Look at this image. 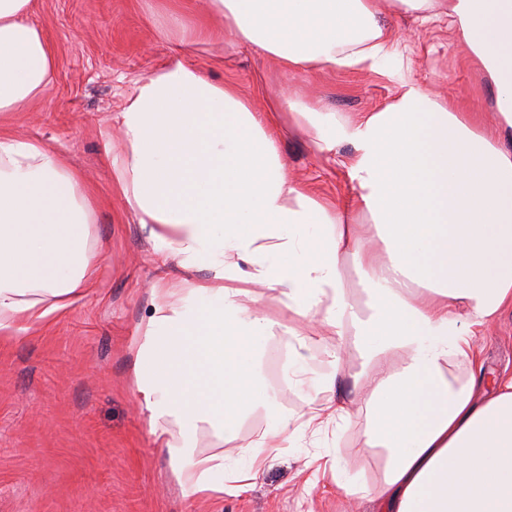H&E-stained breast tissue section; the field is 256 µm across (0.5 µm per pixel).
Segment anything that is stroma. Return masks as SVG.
<instances>
[{
  "instance_id": "1",
  "label": "stroma",
  "mask_w": 512,
  "mask_h": 512,
  "mask_svg": "<svg viewBox=\"0 0 512 512\" xmlns=\"http://www.w3.org/2000/svg\"><path fill=\"white\" fill-rule=\"evenodd\" d=\"M31 19L55 67L42 98L0 112V137L39 141L78 173L96 275L92 288L42 324L26 325L19 316L0 328V512H379L363 492L379 485L384 454L362 447L366 418L355 413L321 433L305 432L298 447L269 449L263 472L238 495L184 496L186 478L168 450L179 444V429L171 427L165 445L150 434L135 354L153 284L174 287L178 305L185 288L211 274L184 270L154 251L107 155L124 150L117 116L136 80L159 71L180 48L213 83L235 85L257 109L296 95L340 117L371 112L396 96L404 77L492 125L494 92L454 45L447 20L423 25L401 13L380 15L399 51L390 79L361 67L285 70L222 33L208 0H33ZM279 126L278 151L290 173L318 196L348 201L343 164L352 145L338 146L328 159L287 113ZM482 345L487 375L512 373V309L484 330ZM330 350L342 355L336 397L350 402L349 376L360 371V354L352 337L321 329L304 362L306 384L276 392L283 413L295 417L323 401ZM266 423L259 409L232 437L202 426L196 451L223 456L229 466L243 463L244 446ZM340 478L359 494H345Z\"/></svg>"
}]
</instances>
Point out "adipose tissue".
Wrapping results in <instances>:
<instances>
[{
	"label": "adipose tissue",
	"mask_w": 512,
	"mask_h": 512,
	"mask_svg": "<svg viewBox=\"0 0 512 512\" xmlns=\"http://www.w3.org/2000/svg\"><path fill=\"white\" fill-rule=\"evenodd\" d=\"M31 7L0 0V112L42 95L54 69ZM211 10L284 68L379 73L396 52L381 12H439L495 89L496 133L410 81L389 104L343 120L283 98L279 109L319 154L353 146L354 195L340 205L289 175L275 113L236 87L178 56L137 81L117 117L125 150L111 165L156 252L212 273L178 306L171 288L154 286L136 353L151 433L171 420L181 427L173 459L185 496L251 484L268 449L299 436L257 378L272 328L256 309L263 287L282 297L288 335L302 336L309 320L355 337L370 375L362 445L386 452L384 512H512V376L484 386L478 343L512 308V0H211ZM79 186L39 142L0 139V326L19 314L42 322L92 286ZM349 256L363 308L344 288ZM257 407L270 423L245 447L244 466L196 454L200 426L230 434Z\"/></svg>",
	"instance_id": "ef3b65f1"
}]
</instances>
